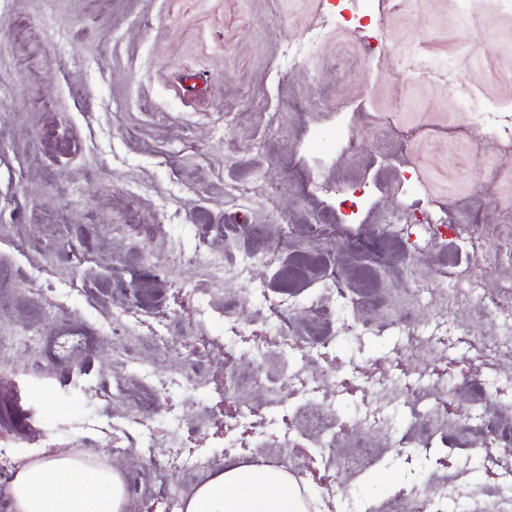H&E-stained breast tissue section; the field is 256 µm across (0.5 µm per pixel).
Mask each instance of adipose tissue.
I'll return each mask as SVG.
<instances>
[{
    "label": "adipose tissue",
    "mask_w": 512,
    "mask_h": 512,
    "mask_svg": "<svg viewBox=\"0 0 512 512\" xmlns=\"http://www.w3.org/2000/svg\"><path fill=\"white\" fill-rule=\"evenodd\" d=\"M16 512H125L122 472L65 454L23 464L5 486ZM181 512H309L297 480L268 463L224 468L183 502Z\"/></svg>",
    "instance_id": "ef3b65f1"
}]
</instances>
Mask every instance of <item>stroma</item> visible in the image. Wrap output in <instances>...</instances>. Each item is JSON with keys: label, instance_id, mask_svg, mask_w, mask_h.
<instances>
[{"label": "stroma", "instance_id": "35a3bbf8", "mask_svg": "<svg viewBox=\"0 0 512 512\" xmlns=\"http://www.w3.org/2000/svg\"><path fill=\"white\" fill-rule=\"evenodd\" d=\"M337 0H11L0 12V225L29 252L0 242V322L40 331L19 353L0 392L36 404L38 418L25 435L0 428V487L19 465L68 452L101 457L137 476L136 512H168L158 490L199 485L185 461L208 456L213 469L252 462L281 465L320 502V512H390L413 486H433L461 471L464 485L496 487L512 472V447L489 444L478 415L512 402V390L489 379L480 339L493 322L464 296L431 289L411 304V279L441 265L465 269L487 293L498 289L485 253L500 227L512 221V150L474 129L458 138H427V131L462 123L449 90L455 82L478 98L507 105L512 120V10L501 0H408L405 14L372 16L387 52L368 62L349 26L328 31L306 69L288 65V46ZM476 14L462 27L458 17ZM447 69L446 82H418L407 63ZM232 125H225V117ZM346 121L361 141L359 154L338 151L336 127ZM388 121L389 138L379 137ZM479 157L488 188L471 179ZM410 177L412 190L401 189ZM377 185L360 223L347 224L335 202L309 192L316 178ZM448 208L453 223L479 224L473 251L455 239L422 250L404 242L387 253L376 228L404 210L409 195ZM71 202L66 223L57 203ZM332 212L325 239H282L283 225L301 226L314 212ZM95 212L99 227L87 224ZM143 224L146 240L122 227ZM205 224H244L245 241L205 236ZM178 245L205 255L224 254L233 265L243 250L244 276H228L208 290L196 267L158 269L161 250ZM288 261L310 253L329 259L347 286L366 293L363 308L336 304L321 278L284 282L262 249ZM155 289V302H125L121 289ZM314 302L335 303L332 347L285 349L268 313L281 310L304 323ZM206 309V333L192 337L207 365V383L187 405L173 379L175 360L159 354L161 331L179 336ZM121 313L140 349L138 366L112 359L100 332ZM419 326L450 323V356L400 353L402 336L388 328L402 315ZM375 324L360 334L357 321ZM259 352L258 377L232 381L231 358ZM300 366L310 390L290 403L269 393ZM437 379L448 392V418L429 445L418 441V410L407 384ZM158 410L134 447L111 448L113 425H127L140 397ZM383 406L386 431L373 429L369 410ZM320 419L319 431L342 442H366L374 459L352 474L326 457L317 431L303 428L301 412ZM186 430L181 447L165 448L173 420Z\"/></svg>", "mask_w": 512, "mask_h": 512}]
</instances>
